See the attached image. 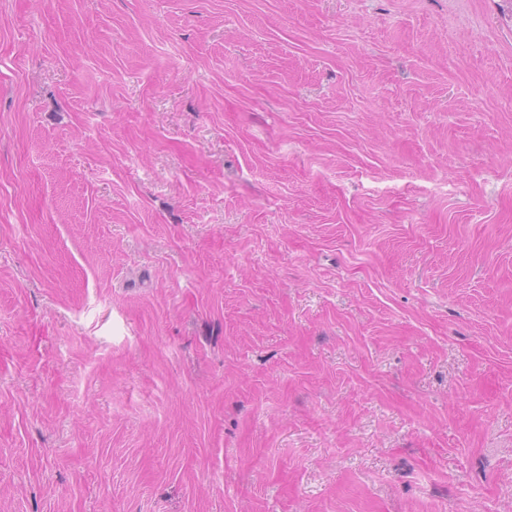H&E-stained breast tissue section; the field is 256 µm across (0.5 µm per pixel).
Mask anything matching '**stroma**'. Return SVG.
Instances as JSON below:
<instances>
[{
    "instance_id": "35a3bbf8",
    "label": "stroma",
    "mask_w": 512,
    "mask_h": 512,
    "mask_svg": "<svg viewBox=\"0 0 512 512\" xmlns=\"http://www.w3.org/2000/svg\"><path fill=\"white\" fill-rule=\"evenodd\" d=\"M0 512H512V0H0Z\"/></svg>"
}]
</instances>
